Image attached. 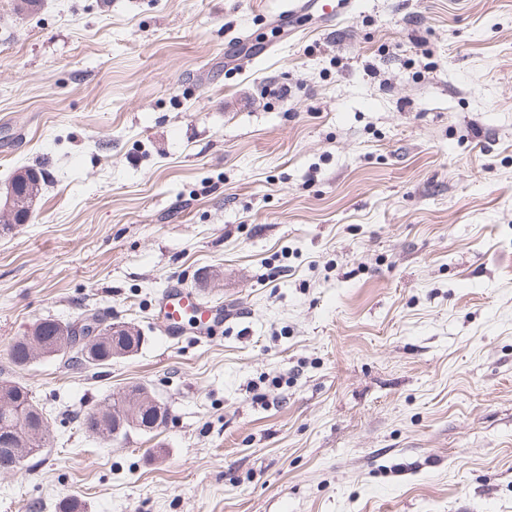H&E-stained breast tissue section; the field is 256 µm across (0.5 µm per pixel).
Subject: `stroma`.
<instances>
[{
	"label": "stroma",
	"mask_w": 512,
	"mask_h": 512,
	"mask_svg": "<svg viewBox=\"0 0 512 512\" xmlns=\"http://www.w3.org/2000/svg\"><path fill=\"white\" fill-rule=\"evenodd\" d=\"M0 0V379L50 439L0 512H512V0ZM289 96H281V88ZM179 283L224 323L168 337ZM143 343L25 367L46 318ZM130 383L167 423L83 410ZM354 2V0H286L273 20L280 21L286 18L291 20L314 13L318 14L326 26H332L331 24L339 16L350 13ZM47 183V174L43 169H18L9 183L14 209L12 210L11 199L7 196L3 209L1 208V214L12 212L7 218L9 222L1 224H20L26 219L32 202L42 194ZM106 316L102 315L99 320L100 332L97 336H88L89 340L85 346L77 348L68 355L64 363L76 369L102 368L112 363V358L123 357L138 351L143 339L141 333L134 326L128 323L124 330L125 335L114 336L112 333L121 326H116ZM114 325V326H112ZM88 347L87 355L83 353L84 348ZM168 418V409L152 392L141 384H132L112 394L107 401L88 407L80 418V426L87 433L112 436L110 432L120 426L115 435L128 431L150 432L159 428Z\"/></svg>",
	"instance_id": "obj_1"
}]
</instances>
